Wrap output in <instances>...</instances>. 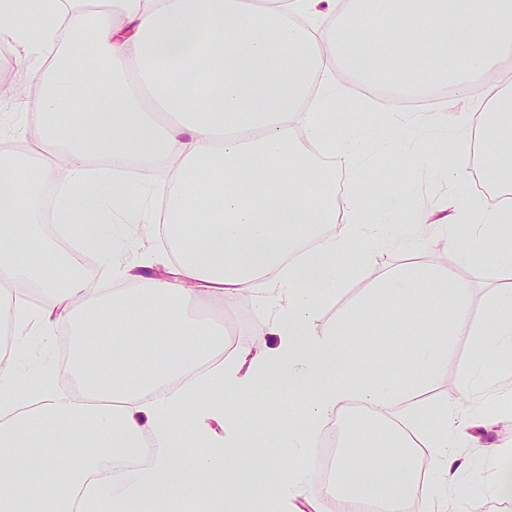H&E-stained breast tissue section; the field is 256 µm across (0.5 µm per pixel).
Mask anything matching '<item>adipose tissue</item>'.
<instances>
[{
    "label": "adipose tissue",
    "mask_w": 512,
    "mask_h": 512,
    "mask_svg": "<svg viewBox=\"0 0 512 512\" xmlns=\"http://www.w3.org/2000/svg\"><path fill=\"white\" fill-rule=\"evenodd\" d=\"M320 0H0V43L36 80L42 116L35 149L0 152V318L10 356L23 355L30 326L52 335L71 327V394L48 377L21 388L0 367V512H300L315 466L285 464L277 439L301 447L353 403L368 406L389 454L355 449L338 458L342 512L378 499L388 512H463L449 501L462 469L454 451L474 425L459 402L424 401L447 362L457 325L467 322V281L421 261L375 281L371 300L394 298L416 337L404 379L363 372L352 338L377 335L371 300L316 327L324 303L370 248L397 234L362 195L337 206L321 156L361 174L348 138L328 135L344 90L329 49L356 79L389 86L391 111L452 81L487 88L512 108V0H394L405 37L377 47L370 30H340ZM210 39L198 43L201 29ZM90 39L105 80L81 92L75 46ZM82 95L72 122L55 118L62 98ZM38 169L56 184L59 238L137 254L114 229L142 218L161 225L175 261L170 277L131 275V287L89 288L81 274L59 282L45 262L59 238L43 231ZM344 224H337V213ZM504 247L496 265L512 275V201L483 209L470 224L463 261L483 258L490 237ZM250 296L254 339L225 358L224 324L198 316L202 301L233 307ZM278 339L265 344L266 336ZM483 369L512 349V283L493 289L487 318L472 330ZM284 388L281 426L243 418L210 396L213 385L251 398ZM151 447L141 457L143 447ZM62 448L81 449L76 466ZM247 455L261 463L240 473ZM426 460L436 480L420 478Z\"/></svg>",
    "instance_id": "1"
}]
</instances>
